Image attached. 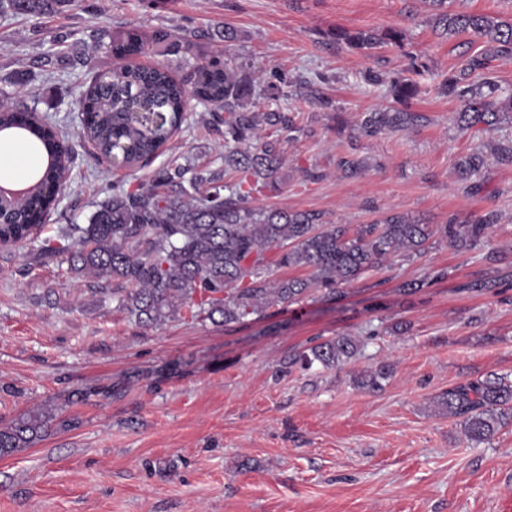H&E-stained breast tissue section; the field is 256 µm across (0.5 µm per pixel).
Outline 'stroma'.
<instances>
[{"mask_svg":"<svg viewBox=\"0 0 512 512\" xmlns=\"http://www.w3.org/2000/svg\"><path fill=\"white\" fill-rule=\"evenodd\" d=\"M130 25L239 57L257 80L273 69L287 77V96L257 100L290 113L297 130L281 145L277 188L254 206L350 226L396 213L439 225L488 208L502 219L480 249L433 237L422 255L368 271L336 300L315 294L229 327H142L117 294L69 274L65 255L42 246L86 223L113 182H147L173 164L223 170L224 129L192 98L189 126L146 166L78 148L39 234L0 246V426L36 408L71 422L0 457V512H512V422L477 444L437 403L461 383L512 379V165L491 156L459 181L458 159L486 139L456 125L463 104L440 89L483 41L444 34L424 0H68L51 16H0V91L77 136L82 83L120 61L101 49L73 65L74 43ZM228 26L235 42L224 40ZM339 27H394L404 39L357 50L335 41ZM413 63L422 122L364 135L365 113L396 106L388 78ZM19 72L28 82L17 90ZM371 72L385 83L367 82ZM487 278L492 287L462 288ZM339 335L360 343L348 363H295ZM381 364L390 373L379 388L360 387Z\"/></svg>","mask_w":512,"mask_h":512,"instance_id":"stroma-1","label":"stroma"}]
</instances>
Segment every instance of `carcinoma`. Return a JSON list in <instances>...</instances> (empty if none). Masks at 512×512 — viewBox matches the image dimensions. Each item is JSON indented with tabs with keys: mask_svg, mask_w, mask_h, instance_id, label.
<instances>
[{
	"mask_svg": "<svg viewBox=\"0 0 512 512\" xmlns=\"http://www.w3.org/2000/svg\"><path fill=\"white\" fill-rule=\"evenodd\" d=\"M67 0H0L5 13L43 16L55 13ZM436 11V23L448 34L469 33L488 48L470 56L461 69L444 77L441 90L464 102L457 122L464 129L479 124L494 133L512 123V94L502 99L493 80L492 58L512 55V23L483 14L448 11V0H425ZM90 41L78 43L95 50L108 48L115 57L139 55L161 48L165 53L197 56L193 95L212 106L214 123L224 125V173L176 164L164 168L148 185L115 183L98 201L85 224H70L63 240L68 250L69 272L102 284L122 281L131 289L120 296L123 309L144 326L167 320L197 319L229 327L267 309L293 305L313 292L336 299L342 287L383 264L391 255H420L435 234L447 238L458 252L485 243L488 230L499 223V213L487 209L463 224L439 228L422 224L405 214H390L371 224L350 229L328 224L316 211L266 210L253 206L254 195L274 182L280 165L281 137L297 130L285 112H256L253 80L244 65L233 59L206 57L201 46L166 31L151 33L137 27L112 32L94 29ZM402 31L374 33L336 29V40L368 50L385 42H399ZM477 73L482 81L474 84ZM267 95H287L288 79L276 70L265 81ZM390 90L402 108L394 112H369L361 128L373 135L402 130L420 121L410 110L418 84L402 75L390 80ZM145 102L165 113L162 124L145 129L131 123L134 102ZM76 109L84 115V137L97 141L105 157L121 148L129 165L147 162L188 124L187 92L166 66H118L95 76L76 96ZM32 109L20 110L0 103V132L27 138L42 158L29 178L26 200L0 197V244L13 245L37 235L55 209V199L44 194L46 184L64 187L70 172L73 147L56 125L42 119L29 123ZM501 163H512V140L488 143ZM483 151H474L456 164L466 181L485 166ZM276 252L279 268L307 270L306 277L265 278L267 253ZM359 351L357 340L337 336L320 342L300 356L309 369L319 364L333 369ZM440 404L448 415L463 419L467 437L483 441L512 420V381L487 377L457 385L444 392ZM55 414L34 410L0 428V457L20 452L38 441L52 426Z\"/></svg>",
	"mask_w": 512,
	"mask_h": 512,
	"instance_id": "1",
	"label": "carcinoma"
}]
</instances>
